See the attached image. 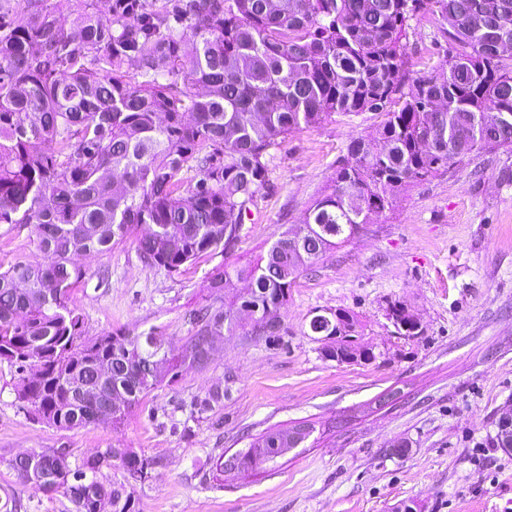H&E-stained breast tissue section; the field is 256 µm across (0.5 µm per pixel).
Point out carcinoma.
Here are the masks:
<instances>
[{
    "mask_svg": "<svg viewBox=\"0 0 512 512\" xmlns=\"http://www.w3.org/2000/svg\"><path fill=\"white\" fill-rule=\"evenodd\" d=\"M26 3L0 4V224L30 227L45 261L0 267V342L17 369L43 359V378L20 377L19 399L60 429L121 424L167 375L205 367L212 337L245 329L233 307L211 305L176 354L153 332L85 339L76 256L132 238L173 272L224 250V226L245 223L267 182L269 147L335 114L383 115L372 140L350 142L295 246L287 229L256 263L212 277L219 299L232 279L250 282L240 308L257 317L250 332L269 336L260 316L299 274L409 187L512 150V0H109L106 16L88 0ZM420 14L437 23L446 61L413 76L405 40ZM183 171L194 177L181 184ZM391 316L400 335H417L405 308ZM357 326L344 310L319 323L333 337L324 357L358 352ZM80 388L99 390L103 417L74 398ZM69 457L43 450L20 480L54 486L72 512H140L133 484L146 458L128 452L125 481L111 483L112 449Z\"/></svg>",
    "mask_w": 512,
    "mask_h": 512,
    "instance_id": "1",
    "label": "carcinoma"
}]
</instances>
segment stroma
<instances>
[{
	"label": "stroma",
	"instance_id": "obj_1",
	"mask_svg": "<svg viewBox=\"0 0 512 512\" xmlns=\"http://www.w3.org/2000/svg\"><path fill=\"white\" fill-rule=\"evenodd\" d=\"M429 16L412 20L410 68L442 65ZM379 114L334 115L269 147L268 184L239 238L175 272L147 264L133 240L83 259L72 294L92 339L150 331L181 351L190 312L214 304L210 282L255 262L300 224L352 139L370 138ZM512 151L484 154L409 188L396 203L303 272L277 312L274 336L216 337L201 369L148 393L118 427L59 429L18 399L15 367L0 362V512H70L62 493L20 483L18 454L69 449L71 462L100 448L134 450L150 462L135 483L140 512H512V451L497 425L512 404ZM43 261L29 227L0 224V265ZM401 304L419 335L397 334ZM355 315L370 361L324 358L314 316ZM310 423L311 436L268 465L219 464L272 429ZM408 443L405 455L392 448Z\"/></svg>",
	"mask_w": 512,
	"mask_h": 512
}]
</instances>
